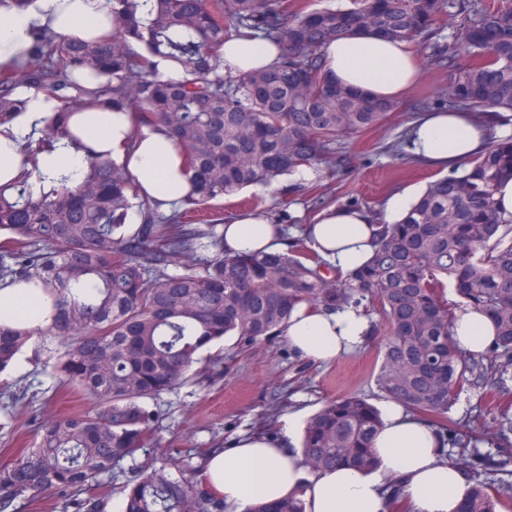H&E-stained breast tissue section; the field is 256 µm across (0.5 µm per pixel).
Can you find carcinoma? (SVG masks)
<instances>
[{
  "instance_id": "cac0c4a2",
  "label": "carcinoma",
  "mask_w": 512,
  "mask_h": 512,
  "mask_svg": "<svg viewBox=\"0 0 512 512\" xmlns=\"http://www.w3.org/2000/svg\"><path fill=\"white\" fill-rule=\"evenodd\" d=\"M112 40L70 42L36 36L27 63L0 69V125L24 106L17 89L48 92L63 107L41 137L28 141L34 162L64 140L89 152L82 183L40 196L26 172L0 187V285L43 289L51 321L0 322V374L39 342L55 375L92 399L40 426L41 440L0 465V512L45 492L64 509L106 512L113 470L132 462L125 512H224L201 480L149 471L136 453L157 446L161 415L149 403L194 378L201 353L226 338L250 346L280 335L302 305L323 311L374 308L388 336L377 375L381 394L403 403L459 449L456 465L471 482L458 512H512V461L480 445L512 447L509 427L487 434L448 424L461 397L476 390L503 398L512 379V222L498 216V182L512 177V136L496 139L461 171L430 182L397 224H381L370 261L346 275L303 241L283 252L242 255L224 248V213L208 203L302 167L336 163V142L379 126L399 101L346 87L323 63L336 38L365 33L409 43L433 40L448 16L463 21L453 45L432 55L448 73L444 108L477 113L485 123L512 121V0L471 10L464 0H353L346 8L305 11L295 0H109ZM258 38L281 50L269 68L224 74V43ZM168 58L180 80L152 71ZM77 68L104 77L79 86ZM91 100L102 111L132 112L140 127H160L185 155L193 192L180 209L160 210L125 165L90 150L71 130V106ZM140 216L129 223L131 214ZM488 316L491 348L463 354L454 312ZM383 425L366 399L332 401L308 421L302 453L310 473L377 467L373 438ZM389 512H406L399 482L386 488ZM252 512H305L293 492Z\"/></svg>"
}]
</instances>
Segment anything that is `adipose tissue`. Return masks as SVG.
I'll return each mask as SVG.
<instances>
[{"label": "adipose tissue", "instance_id": "1", "mask_svg": "<svg viewBox=\"0 0 512 512\" xmlns=\"http://www.w3.org/2000/svg\"><path fill=\"white\" fill-rule=\"evenodd\" d=\"M46 31L71 42L112 37L107 0H27L16 8L0 0V67L23 64L38 32ZM279 50L259 39H234L224 46V68L236 73L270 67ZM325 65L336 80L384 99L405 94L417 81L420 67L409 44L371 35L337 38L325 50ZM25 101L10 123L0 126V184L18 179L25 158L20 151L27 137L38 135L60 101L45 92L21 90ZM84 132V148L65 146L38 157V175L28 184L40 195L59 182L74 187L83 180L89 151L126 162L144 193L165 208L180 204L190 192L183 158L174 142L159 128H135L131 113L79 110L72 118ZM411 150L423 164L448 172L461 169L484 151L491 133L468 112L436 109L418 117L411 130ZM412 196L391 195L382 215L346 205L319 212L307 227L313 249L348 273L364 265L373 252L378 224H394L410 209ZM224 246L232 252L285 250L286 244L268 218L239 213L224 227ZM48 304L40 289L0 288V320L33 319L45 323ZM370 332L363 309L333 312L301 306L283 329L289 347L314 362L328 363L360 345ZM458 346L469 354L489 349L495 333L481 313L460 309L453 324ZM384 427L372 442L377 469L372 473L339 467L309 474L295 448L296 421L286 418L278 438L250 436L216 451L203 463L201 478L223 498L225 512H250L260 502L285 498L303 490L306 512H386L384 490L402 481L410 512H457L468 494L464 474L442 453L434 429L389 400L384 404Z\"/></svg>", "mask_w": 512, "mask_h": 512}]
</instances>
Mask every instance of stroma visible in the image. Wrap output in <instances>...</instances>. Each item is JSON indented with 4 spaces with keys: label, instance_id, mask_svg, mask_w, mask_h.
I'll list each match as a JSON object with an SVG mask.
<instances>
[{
    "label": "stroma",
    "instance_id": "1",
    "mask_svg": "<svg viewBox=\"0 0 512 512\" xmlns=\"http://www.w3.org/2000/svg\"><path fill=\"white\" fill-rule=\"evenodd\" d=\"M445 85L444 71L422 62L420 80L403 98L401 110L370 131L342 138L336 145L335 171L318 170L313 180L292 195L287 210L278 206L289 193V180L284 176L263 189L251 186L217 200V207L228 217L245 209L270 217L282 225L286 238L294 241L301 238L303 225L311 223L321 207L352 205L376 210L393 192L406 189L420 195L438 173L410 159L407 133L425 104H436ZM370 319L374 330L364 344L325 365L294 353L281 337L244 351L225 341L219 371L159 400L163 428L159 445L151 450L155 467L180 477L197 465L198 452L225 447L244 435L266 431L279 435L282 419L291 414L296 415L298 426H305L308 418L331 400L360 396L383 406L376 377L387 328L379 312H372ZM6 379L26 391L27 398L16 404L0 391V422L14 428L10 434L0 432V463L37 447L42 421L75 407L93 408L86 397L60 388L32 348L18 355Z\"/></svg>",
    "mask_w": 512,
    "mask_h": 512
}]
</instances>
